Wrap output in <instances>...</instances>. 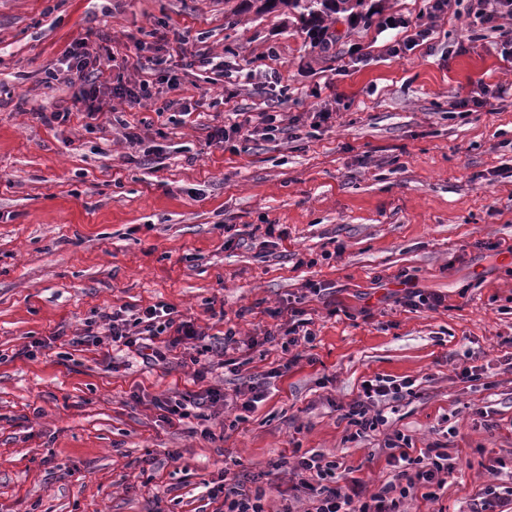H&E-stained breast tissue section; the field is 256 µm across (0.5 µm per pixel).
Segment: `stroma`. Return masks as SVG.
Returning a JSON list of instances; mask_svg holds the SVG:
<instances>
[{"label": "stroma", "instance_id": "obj_1", "mask_svg": "<svg viewBox=\"0 0 512 512\" xmlns=\"http://www.w3.org/2000/svg\"><path fill=\"white\" fill-rule=\"evenodd\" d=\"M479 2L452 0L433 17L428 0H366L317 33L242 0H0V512H220L204 504V482L258 472L295 446L343 452L380 489L391 479L385 432L348 442L336 408L377 376L414 379L388 430L416 449L443 439L445 423L458 429L447 486L415 512H458L483 483L484 450L512 468V260L494 252L512 245V49ZM420 28L429 38L403 49ZM169 30L224 71L166 62L173 89L114 66L139 51L160 58L156 35ZM79 39L106 72L104 92L149 79L152 99H112L93 121L74 112L55 75ZM273 106L288 133L232 152L211 143L212 127ZM67 109L69 121L41 119ZM314 112L331 118L312 126ZM266 224L287 227V240L264 244ZM403 272L443 306L399 304ZM309 280L322 297L305 295ZM160 300L218 341L225 326L206 304L223 302L244 342L235 367L214 358L198 382L174 352L153 365L67 342L102 313ZM287 305L307 310L316 339L247 421L226 411L206 439L135 403L230 393L267 373L280 347L245 342ZM59 329L66 339H53ZM487 364L480 380L461 379Z\"/></svg>", "mask_w": 512, "mask_h": 512}]
</instances>
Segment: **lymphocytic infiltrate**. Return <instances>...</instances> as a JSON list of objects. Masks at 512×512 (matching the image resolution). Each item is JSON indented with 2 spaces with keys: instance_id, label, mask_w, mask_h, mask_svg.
Listing matches in <instances>:
<instances>
[{
  "instance_id": "lymphocytic-infiltrate-1",
  "label": "lymphocytic infiltrate",
  "mask_w": 512,
  "mask_h": 512,
  "mask_svg": "<svg viewBox=\"0 0 512 512\" xmlns=\"http://www.w3.org/2000/svg\"><path fill=\"white\" fill-rule=\"evenodd\" d=\"M67 67L61 76L62 82L79 84L80 92L75 98L88 118L104 113L107 104L100 98L104 73L96 59L92 58L83 44H76L65 52ZM278 324L266 331L267 343H279L288 353V366L298 365L302 359L299 346L312 343L315 334L304 309L288 307L274 312ZM108 328L105 334L85 329L83 335L74 337V344L91 342L108 345L115 349H126L141 357L144 363L162 362L167 351L183 348L189 351V360L194 365V377L204 381L210 371L202 363L204 355L225 356L230 347L236 346L237 332L227 328L223 345L206 343V333L191 317L179 314L177 309L159 301L131 313L121 308L105 314ZM414 381L377 377L363 381L357 395L342 404L343 417L355 429L356 437L386 425L383 406L399 401L412 394ZM268 391L265 381L259 377L249 378L242 388L226 394L217 388L203 392L168 396L153 400L152 405L160 410L161 420L167 425H180L195 419L200 434L212 437L209 426L210 413L216 407H232L243 412L254 411L265 401ZM382 451L386 463L393 471V478L377 492H370L367 483L357 477L340 474L341 463L335 455L324 451L293 448L280 455L272 463L270 473L288 479V501L281 506L267 503L262 490L248 487L246 480L220 477L213 486L207 487L208 499H223L224 512H400L403 502L415 500L419 489H427L428 500H435V488L444 487L454 465L441 443L429 446L426 451L414 453L410 438L396 432L386 435ZM505 464L501 457L488 454L482 464L484 483L477 494L466 502L464 512H501L512 506V486L502 483Z\"/></svg>"
}]
</instances>
